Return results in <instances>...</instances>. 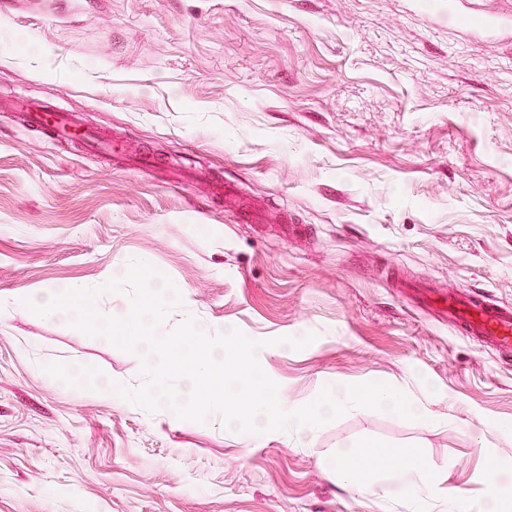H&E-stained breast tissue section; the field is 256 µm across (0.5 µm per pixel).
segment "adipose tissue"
<instances>
[{
    "label": "adipose tissue",
    "mask_w": 512,
    "mask_h": 512,
    "mask_svg": "<svg viewBox=\"0 0 512 512\" xmlns=\"http://www.w3.org/2000/svg\"><path fill=\"white\" fill-rule=\"evenodd\" d=\"M374 458L372 450L348 447L340 450L330 465L356 490L361 489L366 479L373 476L380 482L384 496L390 499L419 497L426 493L427 488L421 481L424 465L419 459L398 453L397 464L380 473L373 464Z\"/></svg>",
    "instance_id": "obj_1"
}]
</instances>
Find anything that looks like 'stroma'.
Returning a JSON list of instances; mask_svg holds the SVG:
<instances>
[{
	"label": "stroma",
	"mask_w": 512,
	"mask_h": 512,
	"mask_svg": "<svg viewBox=\"0 0 512 512\" xmlns=\"http://www.w3.org/2000/svg\"><path fill=\"white\" fill-rule=\"evenodd\" d=\"M52 104L112 164L26 126ZM277 216L241 221L211 181ZM290 224L300 234H288ZM144 260L185 317L249 338L288 405L385 382L431 424L348 406L306 442L177 422L101 395L139 356L23 298ZM512 306V0H0V512H444L512 470V355L403 282ZM81 365L69 387L44 364ZM428 464L425 504L357 491L341 448Z\"/></svg>",
	"instance_id": "obj_1"
}]
</instances>
